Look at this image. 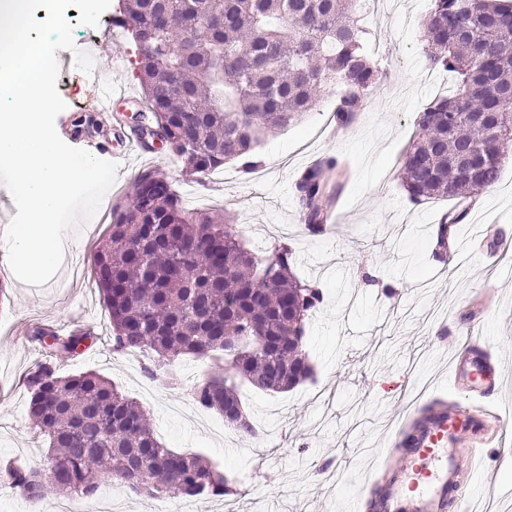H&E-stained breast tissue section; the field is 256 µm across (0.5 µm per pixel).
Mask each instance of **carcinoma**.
<instances>
[{
    "instance_id": "1",
    "label": "carcinoma",
    "mask_w": 512,
    "mask_h": 512,
    "mask_svg": "<svg viewBox=\"0 0 512 512\" xmlns=\"http://www.w3.org/2000/svg\"><path fill=\"white\" fill-rule=\"evenodd\" d=\"M363 2L122 0L112 24L133 30L146 98L133 133L146 150L159 138L187 175L205 176L228 161L256 167L255 146L332 86L336 127H349L383 77L364 49ZM423 26L428 62L454 74L457 87L418 111L400 179L414 201H455L434 230L444 261L455 225L512 152V0H434ZM341 176L337 160L325 158L295 180L308 230L326 229ZM133 186L143 194L112 208L108 237L90 258L112 350L147 354L144 374L168 387L178 379L163 366L185 355L208 361L212 372L192 388L193 401L255 436L239 384L275 394L312 375L305 321L322 292L292 272L288 245L255 255L226 214L186 208L159 170H142ZM91 338L88 329L30 333L45 355L24 377L28 416L48 455L42 468L1 462L0 478L32 504L48 487L91 502L104 478L151 498L237 495L236 482L201 456L164 447L145 410L109 380L58 373V362Z\"/></svg>"
}]
</instances>
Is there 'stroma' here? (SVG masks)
<instances>
[{
	"label": "stroma",
	"instance_id": "35a3bbf8",
	"mask_svg": "<svg viewBox=\"0 0 512 512\" xmlns=\"http://www.w3.org/2000/svg\"><path fill=\"white\" fill-rule=\"evenodd\" d=\"M430 7L431 0H401L397 12L363 9L368 51L385 79L350 127L337 128L336 95L323 94L299 121L261 142L257 171L232 162L220 180L185 176L177 156L161 149L141 154L130 130L131 112L143 102L136 46L126 33L116 46L109 38L116 0L97 27L70 16L77 46L91 54L101 76L117 78L133 97L100 114V134H73L74 113L95 111L96 91L76 62L57 51L64 66L57 89L67 107L56 131L71 146L124 153L128 160L97 215L69 230L78 246L49 282L24 284L0 260V285L7 288L0 296V461L34 465L47 453L28 419L22 382L42 357L28 338L37 327L93 331V342L61 362L60 371L99 373L138 401L166 447L199 454L237 482L234 512H350L369 463L387 450L384 434L409 402L458 398L449 361L468 333L489 337L493 364L505 374L497 408L512 416V159L455 232L471 240L494 228L500 245L493 263L482 250L447 264L433 261L434 225L451 203L412 202L399 176L418 111L456 88L453 75L431 68L426 58L422 22ZM321 158L337 159L346 170L336 222L315 235L299 222L293 185ZM147 167L166 174L178 194L193 191L194 208L226 211L246 246L268 252L275 243L288 244L295 274L323 290L309 319L312 380L274 396L241 390L262 430L257 437L224 433L223 419L192 400L189 390L207 377L208 362L181 359L172 367L181 385L168 388L143 376L140 357L112 350L107 309L87 259L107 235L113 203L129 201L136 175ZM503 446L512 449V423L490 440L482 471L465 476L468 507L494 495L512 498V462L500 454Z\"/></svg>",
	"mask_w": 512,
	"mask_h": 512
}]
</instances>
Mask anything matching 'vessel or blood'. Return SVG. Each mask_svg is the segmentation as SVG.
<instances>
[{
	"mask_svg": "<svg viewBox=\"0 0 512 512\" xmlns=\"http://www.w3.org/2000/svg\"><path fill=\"white\" fill-rule=\"evenodd\" d=\"M92 81L98 86L99 109L111 110L113 101L126 96L125 90L101 76ZM488 353V345L476 341L451 358L455 387L476 396L469 408L452 399L438 403L429 398L397 427L396 438L408 437L412 443L395 451L377 471L381 512H446L449 494L458 492L465 474L475 469L484 443L474 438V423H487L495 432L503 426L501 416L489 408L502 377L489 368ZM457 442L465 443V450L458 456L449 454V444Z\"/></svg>",
	"mask_w": 512,
	"mask_h": 512,
	"instance_id": "vessel-or-blood-1",
	"label": "vessel or blood"
}]
</instances>
